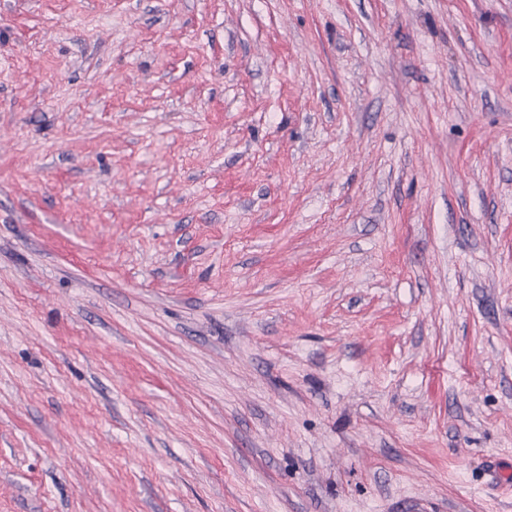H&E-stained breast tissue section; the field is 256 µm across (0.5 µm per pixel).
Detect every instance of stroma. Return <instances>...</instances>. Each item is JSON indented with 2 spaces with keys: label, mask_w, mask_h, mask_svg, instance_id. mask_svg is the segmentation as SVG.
Instances as JSON below:
<instances>
[{
  "label": "stroma",
  "mask_w": 512,
  "mask_h": 512,
  "mask_svg": "<svg viewBox=\"0 0 512 512\" xmlns=\"http://www.w3.org/2000/svg\"><path fill=\"white\" fill-rule=\"evenodd\" d=\"M0 512H512V0H0Z\"/></svg>",
  "instance_id": "stroma-1"
}]
</instances>
